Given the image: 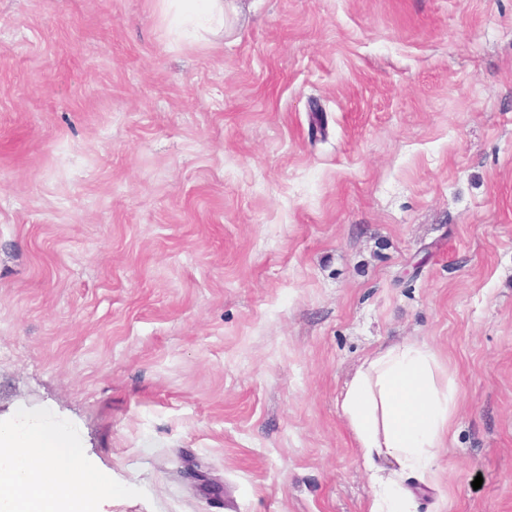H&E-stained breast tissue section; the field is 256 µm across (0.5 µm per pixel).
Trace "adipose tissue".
Returning <instances> with one entry per match:
<instances>
[{
  "mask_svg": "<svg viewBox=\"0 0 512 512\" xmlns=\"http://www.w3.org/2000/svg\"><path fill=\"white\" fill-rule=\"evenodd\" d=\"M457 390L439 353L413 340L381 347L358 366L339 402L360 453L372 467L394 461L398 472L428 475L446 447ZM75 439L42 415L25 413L0 425V512H94L112 485L73 458ZM397 474H371L370 512H410Z\"/></svg>",
  "mask_w": 512,
  "mask_h": 512,
  "instance_id": "obj_1",
  "label": "adipose tissue"
}]
</instances>
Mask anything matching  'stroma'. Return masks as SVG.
Listing matches in <instances>:
<instances>
[{"label": "stroma", "mask_w": 512, "mask_h": 512, "mask_svg": "<svg viewBox=\"0 0 512 512\" xmlns=\"http://www.w3.org/2000/svg\"><path fill=\"white\" fill-rule=\"evenodd\" d=\"M403 339L458 391L413 512H512V0H0V423L95 512H369ZM179 2L175 5L180 12L193 13L200 20L208 22L220 21L224 15V3L222 0H167Z\"/></svg>", "instance_id": "stroma-1"}]
</instances>
